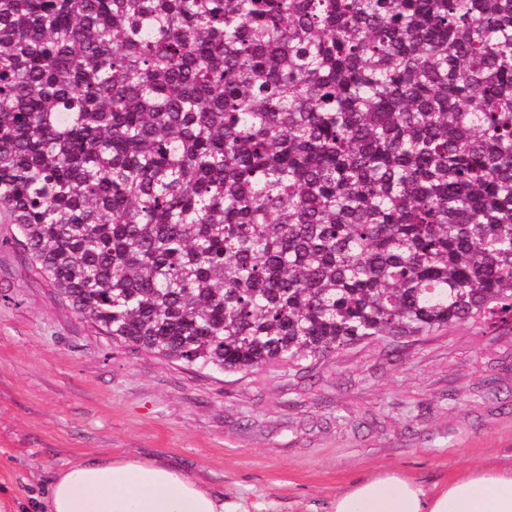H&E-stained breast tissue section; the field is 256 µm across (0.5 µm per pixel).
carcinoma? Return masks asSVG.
Instances as JSON below:
<instances>
[{
    "label": "carcinoma",
    "mask_w": 512,
    "mask_h": 512,
    "mask_svg": "<svg viewBox=\"0 0 512 512\" xmlns=\"http://www.w3.org/2000/svg\"><path fill=\"white\" fill-rule=\"evenodd\" d=\"M0 219L200 369L512 320V0H0Z\"/></svg>",
    "instance_id": "1"
}]
</instances>
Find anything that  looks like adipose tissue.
I'll use <instances>...</instances> for the list:
<instances>
[{"label": "adipose tissue", "mask_w": 512, "mask_h": 512, "mask_svg": "<svg viewBox=\"0 0 512 512\" xmlns=\"http://www.w3.org/2000/svg\"><path fill=\"white\" fill-rule=\"evenodd\" d=\"M47 512H230L181 470L150 459L96 456L57 471ZM331 512H512V467L476 464L436 490L382 472L339 491Z\"/></svg>", "instance_id": "adipose-tissue-1"}]
</instances>
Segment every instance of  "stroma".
Wrapping results in <instances>:
<instances>
[{"mask_svg": "<svg viewBox=\"0 0 512 512\" xmlns=\"http://www.w3.org/2000/svg\"><path fill=\"white\" fill-rule=\"evenodd\" d=\"M112 453L182 468L238 512H329L380 471L442 486L512 464V323L357 344L310 371L198 369L112 344L0 223V495Z\"/></svg>", "mask_w": 512, "mask_h": 512, "instance_id": "stroma-1", "label": "stroma"}]
</instances>
